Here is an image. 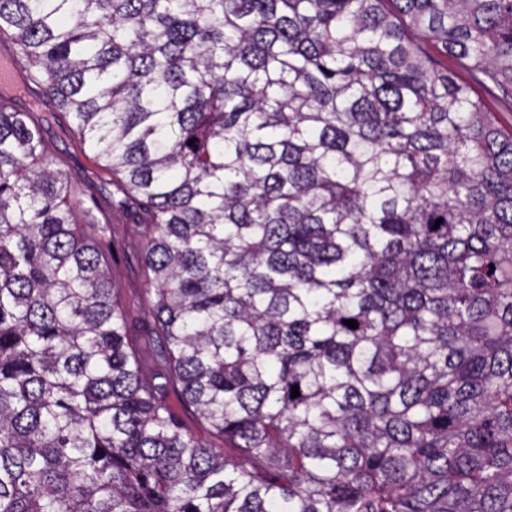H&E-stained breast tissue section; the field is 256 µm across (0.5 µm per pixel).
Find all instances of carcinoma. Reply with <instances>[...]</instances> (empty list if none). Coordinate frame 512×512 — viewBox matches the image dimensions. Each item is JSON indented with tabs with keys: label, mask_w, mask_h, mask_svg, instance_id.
Returning <instances> with one entry per match:
<instances>
[{
	"label": "carcinoma",
	"mask_w": 512,
	"mask_h": 512,
	"mask_svg": "<svg viewBox=\"0 0 512 512\" xmlns=\"http://www.w3.org/2000/svg\"><path fill=\"white\" fill-rule=\"evenodd\" d=\"M1 41L154 325L0 88V512H512V127L471 87L512 101V0H0ZM17 102L21 107H26L32 112H42V115L51 121L48 137L55 168L72 181L90 186L93 193V195L81 197L80 206L90 209H96L97 206L106 208L107 199L99 187L102 181L112 176L98 165L88 145L81 142L77 135H64L60 131L53 120L52 112H57L54 102L47 97L36 100L24 92L20 96L17 95ZM112 226L108 238L99 240L109 257V277L123 301L141 297L139 304L126 309L127 334L131 340L149 332L153 318L145 300L150 288L139 261L138 243L132 221L120 211H111Z\"/></svg>",
	"instance_id": "1"
}]
</instances>
